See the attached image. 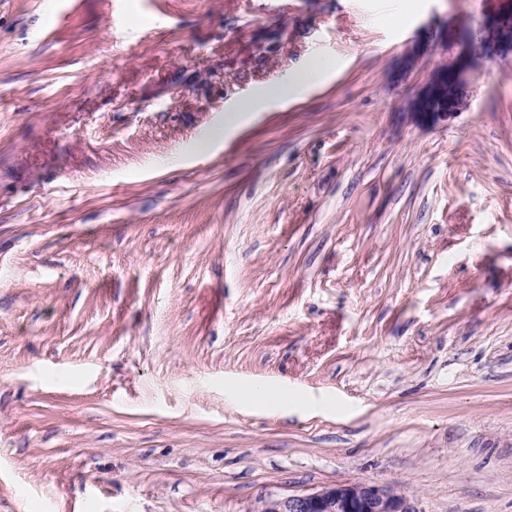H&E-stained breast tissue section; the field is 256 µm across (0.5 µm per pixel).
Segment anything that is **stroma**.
I'll use <instances>...</instances> for the list:
<instances>
[{"mask_svg":"<svg viewBox=\"0 0 512 512\" xmlns=\"http://www.w3.org/2000/svg\"><path fill=\"white\" fill-rule=\"evenodd\" d=\"M507 6L0 0V512H512V57L406 113ZM512 9L486 18L469 28L464 39L446 42L443 61L416 99L409 106L417 119L433 123L448 122L465 112L471 99V82L481 60L512 55ZM330 64L324 63L312 69L297 71L288 84L267 87L257 91L250 99L242 103L229 118V122H244L252 112L265 111L268 104L277 98L300 94L312 79H324L330 71ZM244 395L252 404L279 408L284 411H288V406L302 402L300 396L290 395L288 390L273 391L265 386H253ZM256 512H418L409 499L389 486L341 482L314 492L269 498Z\"/></svg>","mask_w":512,"mask_h":512,"instance_id":"stroma-1","label":"stroma"}]
</instances>
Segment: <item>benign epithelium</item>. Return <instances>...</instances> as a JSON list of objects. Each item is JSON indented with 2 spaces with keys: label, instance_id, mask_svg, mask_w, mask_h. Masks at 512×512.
Returning <instances> with one entry per match:
<instances>
[{
  "label": "benign epithelium",
  "instance_id": "obj_1",
  "mask_svg": "<svg viewBox=\"0 0 512 512\" xmlns=\"http://www.w3.org/2000/svg\"><path fill=\"white\" fill-rule=\"evenodd\" d=\"M443 61L409 106L416 118L446 122L470 105V86L481 60L512 55V9L469 28L464 39L444 44ZM257 512H417L389 486L341 482L314 492L262 501Z\"/></svg>",
  "mask_w": 512,
  "mask_h": 512
}]
</instances>
